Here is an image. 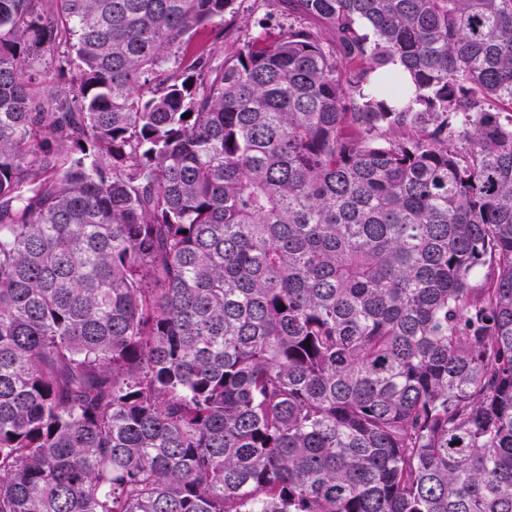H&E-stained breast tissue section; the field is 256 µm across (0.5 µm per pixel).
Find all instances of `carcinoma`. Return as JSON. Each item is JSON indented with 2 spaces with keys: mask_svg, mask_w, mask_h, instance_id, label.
Masks as SVG:
<instances>
[{
  "mask_svg": "<svg viewBox=\"0 0 512 512\" xmlns=\"http://www.w3.org/2000/svg\"><path fill=\"white\" fill-rule=\"evenodd\" d=\"M235 2L0 0V512H512V0ZM273 2L267 0H237L234 7L236 14L231 13L225 16L224 22V51L229 48L236 39L242 38L245 33L253 35L262 33L268 36H277L283 27L288 25V16L277 12ZM249 18V30L246 31L244 21ZM265 19L263 27H254V22ZM206 51L210 52L215 58L222 60V47L220 41H215L214 35L209 31H200L194 36L192 41L188 44L185 49L187 58L195 55L197 52Z\"/></svg>",
  "mask_w": 512,
  "mask_h": 512,
  "instance_id": "carcinoma-1",
  "label": "carcinoma"
}]
</instances>
